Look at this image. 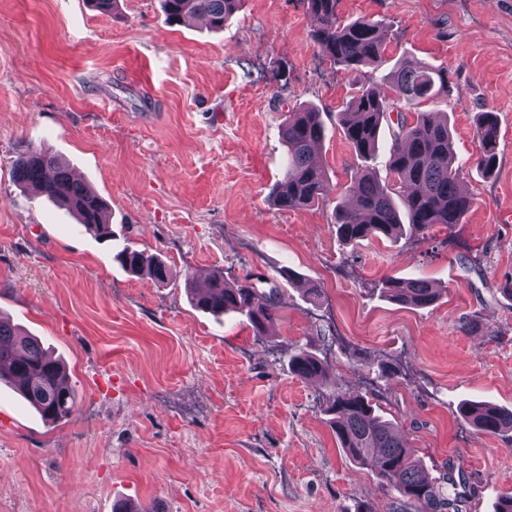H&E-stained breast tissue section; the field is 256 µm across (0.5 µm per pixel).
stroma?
<instances>
[{
    "mask_svg": "<svg viewBox=\"0 0 512 512\" xmlns=\"http://www.w3.org/2000/svg\"><path fill=\"white\" fill-rule=\"evenodd\" d=\"M339 12L386 23L380 68L330 65L304 0H241L220 31L165 24L160 0L109 15L87 0H0V313L64 362L76 395L49 425L0 385V512H112L121 497L146 512H403L344 456L321 383L289 372L303 344L342 388L372 395L430 476L452 464L462 512H494L512 492V435L458 414L476 398L512 408V298L499 291L512 276V0H341ZM405 58L448 71L453 96L419 109L447 116L474 205L426 237L346 245L332 210L364 163L336 114L362 82L389 90ZM298 105L324 113L329 193L282 210L270 191ZM484 111L499 129L489 175L474 165ZM25 146L65 159L119 240L161 257L171 280L126 273L111 244L17 185ZM215 271L278 289L264 334L192 306L185 276ZM387 276L442 296L391 301ZM382 363L396 376L380 378Z\"/></svg>",
    "mask_w": 512,
    "mask_h": 512,
    "instance_id": "obj_1",
    "label": "stroma"
}]
</instances>
